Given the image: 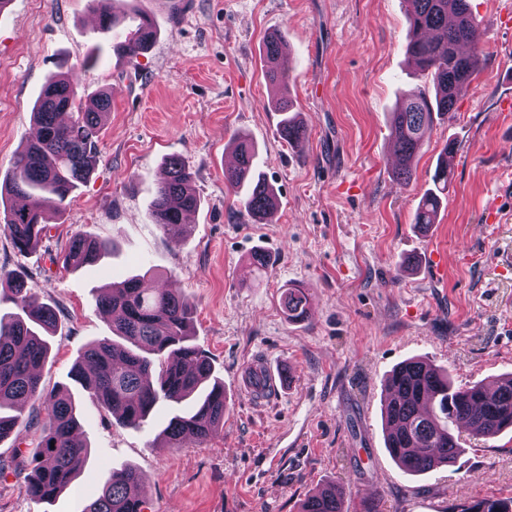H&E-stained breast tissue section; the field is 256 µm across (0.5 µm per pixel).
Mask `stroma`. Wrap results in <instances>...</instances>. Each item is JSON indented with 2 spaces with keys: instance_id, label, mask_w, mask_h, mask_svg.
<instances>
[{
  "instance_id": "obj_1",
  "label": "stroma",
  "mask_w": 512,
  "mask_h": 512,
  "mask_svg": "<svg viewBox=\"0 0 512 512\" xmlns=\"http://www.w3.org/2000/svg\"><path fill=\"white\" fill-rule=\"evenodd\" d=\"M484 25L481 69L453 112L435 118L409 183L395 176L390 118L423 85L406 53L404 0H115L125 21L158 30L136 58L114 51L122 30L92 25L90 0H11L0 16V184L32 136L46 79L72 77L79 97L112 91L93 172L42 242L17 253L0 234V273L23 272L58 318L41 385L66 386L91 453L71 486L38 503L19 469L42 421L0 440V512H84L104 473H141L144 512H298L313 490H343L347 512H450L512 496V431L491 442L462 435L455 464L404 475L384 448V382L410 358L448 370L460 385L512 373V0H471ZM283 34L288 90L308 136L279 134L264 41ZM255 145L257 170L278 205L254 221L224 182L233 135ZM453 177L436 224L414 212L446 142ZM185 161L200 206L178 239L150 206L167 158ZM113 242L94 265L66 266L74 234ZM269 254L252 270L255 251ZM152 271L189 298L193 339L224 384V429L166 447L171 416L158 407L140 429L120 426L71 369L87 346L111 338L96 308L103 288ZM313 309L290 321L288 289ZM295 379L292 389L241 391L255 361Z\"/></svg>"
}]
</instances>
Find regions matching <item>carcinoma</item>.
<instances>
[{
    "label": "carcinoma",
    "mask_w": 512,
    "mask_h": 512,
    "mask_svg": "<svg viewBox=\"0 0 512 512\" xmlns=\"http://www.w3.org/2000/svg\"><path fill=\"white\" fill-rule=\"evenodd\" d=\"M411 38L407 53L428 84L411 90L392 115V154L397 176L407 183L412 162L426 141L433 113L446 115L478 72L481 51L460 47L470 42L478 15L470 0H405ZM156 38L154 23L144 18L127 29L117 51L136 58ZM284 39L271 35L265 43V75L273 88L271 103L289 112L288 66L282 56ZM112 92L103 90L82 103L73 82L63 74L48 77L33 116L36 144L17 153L5 185L22 206L4 210L0 232L13 248L25 253L42 240L51 215L60 213L67 199L85 182L97 162L98 134L111 110ZM284 140L296 146L306 137L303 124L285 117ZM238 165L224 170V182L243 191L241 208L253 217L271 214L277 204L273 189L253 175L255 150L238 135L232 142ZM443 150L434 175L435 190L420 200L414 223H435L448 191V153ZM166 178L158 187L151 217L162 229L182 228L184 214L199 206L185 162H165ZM105 240L79 234L71 238L65 260L77 266L92 264L108 253ZM0 290L9 292L15 312L0 314V440L23 423V403L40 402L48 425L36 452L25 465L23 490L36 501H50L66 490L87 458L89 448L74 440L78 424L75 402L68 388L49 393L40 386V369L48 358L40 332L57 326L53 308L26 288L24 275H0ZM288 318L298 320L308 311V297L299 288L282 299ZM98 308L112 314L114 340L88 346L73 370V380L122 426L137 429L160 404L178 407L163 430L171 448L186 438L206 442L224 428V383L213 376L210 357L193 342L190 301L170 288L150 285L147 275H134L112 286L98 299ZM391 397L384 407L386 448L398 466L410 475L427 474L450 466L463 451L453 428L464 429L489 442L512 422V374L484 385L456 387L448 374L432 363L411 358L396 366L386 379ZM139 472L133 467L112 471L98 496L84 512H138L140 499L131 494ZM300 512H347L341 489L320 488L306 496ZM457 512H512V498H481L457 507Z\"/></svg>",
    "instance_id": "obj_1"
}]
</instances>
